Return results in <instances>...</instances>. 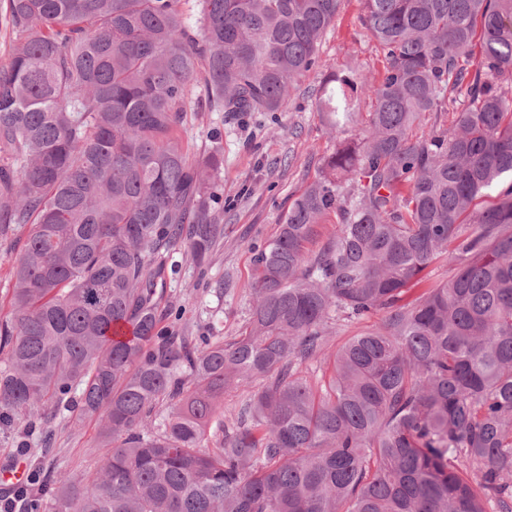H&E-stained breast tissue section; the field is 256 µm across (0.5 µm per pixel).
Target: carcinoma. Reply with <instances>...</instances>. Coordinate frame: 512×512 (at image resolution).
Here are the masks:
<instances>
[{
    "mask_svg": "<svg viewBox=\"0 0 512 512\" xmlns=\"http://www.w3.org/2000/svg\"><path fill=\"white\" fill-rule=\"evenodd\" d=\"M183 2L8 0L0 235L30 231L0 423L63 408L108 445L48 481L52 512H512V0H362L370 83L319 56L339 0H198L195 34ZM314 69L335 148L249 245V332L194 345L162 326L166 260L201 266L224 236V148L214 132L192 157L187 114L281 112ZM441 260L452 278L405 299ZM255 378L224 423L220 397Z\"/></svg>",
    "mask_w": 512,
    "mask_h": 512,
    "instance_id": "cac0c4a2",
    "label": "carcinoma"
}]
</instances>
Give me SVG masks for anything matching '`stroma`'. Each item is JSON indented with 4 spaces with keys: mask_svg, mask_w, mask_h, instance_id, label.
I'll use <instances>...</instances> for the list:
<instances>
[{
    "mask_svg": "<svg viewBox=\"0 0 512 512\" xmlns=\"http://www.w3.org/2000/svg\"><path fill=\"white\" fill-rule=\"evenodd\" d=\"M360 0H340L334 22L319 47L322 59L337 68L353 67L368 79H380L382 57L365 37L360 23ZM322 94V75L311 71L296 84L284 111L255 112L228 124L220 112H194L182 131L195 154L210 144L213 129H221L224 168L220 183L224 196L213 209L224 237L211 252L206 268L182 259L181 273L168 280L162 305L163 326L188 336L238 335L248 324L255 278L250 244L271 239L289 205L316 177L324 156L334 146L315 104ZM28 235L20 228L0 237V320L11 311L12 267ZM50 461L55 471L74 480L84 478L103 454L96 423L75 426L68 414L51 421ZM27 454H19L20 444ZM38 433L30 432L24 416L0 425V465L23 458L27 471L38 468L41 456Z\"/></svg>",
    "mask_w": 512,
    "mask_h": 512,
    "instance_id": "obj_1",
    "label": "stroma"
}]
</instances>
